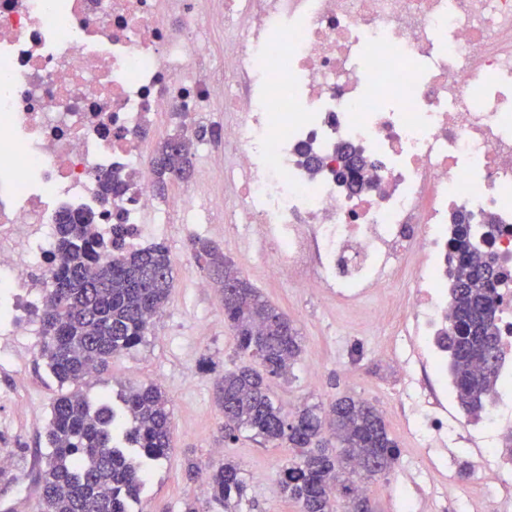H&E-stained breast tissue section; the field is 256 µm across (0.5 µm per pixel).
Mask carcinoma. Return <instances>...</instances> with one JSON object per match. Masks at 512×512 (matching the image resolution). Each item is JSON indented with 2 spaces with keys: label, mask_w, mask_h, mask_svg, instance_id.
Wrapping results in <instances>:
<instances>
[{
  "label": "carcinoma",
  "mask_w": 512,
  "mask_h": 512,
  "mask_svg": "<svg viewBox=\"0 0 512 512\" xmlns=\"http://www.w3.org/2000/svg\"><path fill=\"white\" fill-rule=\"evenodd\" d=\"M149 165L152 188L162 196L169 182L189 176L193 154L173 137L161 144ZM365 171V161L349 153L336 175L345 181L355 172L360 180ZM102 186L109 197L126 191L128 183L113 173ZM129 232L127 224L113 225L108 244L95 234L90 217L66 215L57 225L40 355L62 386L78 385L138 345L165 307L173 283L168 248L150 243L127 249L123 239ZM449 247L458 275L448 350L458 400L477 412L490 400L498 376L494 283L499 272L472 238L470 225H456ZM108 249L114 255L106 260ZM192 249L199 265L214 273L219 292L226 283L239 285L235 300L223 305L224 321L240 353L259 365L228 370L217 385L224 440L236 441L248 431L259 443L290 449L278 486L300 512H365L356 484L385 475L399 457L381 413L351 397L335 400L327 410L301 406L287 412L276 404L265 377H288L301 353V336L216 245L197 238ZM122 402L120 411L107 401L94 407L76 389L54 400L46 430L51 452L38 476L39 512H130L144 483L143 465L168 454L171 413L156 384L131 387ZM207 480L224 512H235L247 498L248 484L231 461L213 468Z\"/></svg>",
  "instance_id": "carcinoma-1"
}]
</instances>
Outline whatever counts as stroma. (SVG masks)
I'll return each mask as SVG.
<instances>
[{
    "label": "stroma",
    "mask_w": 512,
    "mask_h": 512,
    "mask_svg": "<svg viewBox=\"0 0 512 512\" xmlns=\"http://www.w3.org/2000/svg\"><path fill=\"white\" fill-rule=\"evenodd\" d=\"M140 243H163L173 264V288L162 312L154 319L142 342L111 359L107 370L79 385L91 403L110 397L120 404L132 385L161 386L172 411L171 447L165 458L146 466L145 485L136 503L137 512H182L186 501H196L201 512H224L223 506L201 493L198 481L188 480L189 464L200 470L232 459L250 481L248 498L238 512H299L284 499L277 483L278 471L289 451L240 436L230 443L219 430L222 409L216 386L225 371L245 364L224 323V312L215 288L202 291L199 281L209 274L196 263L189 240L197 236L212 241L238 267L246 279L274 306L293 320L302 338V353L288 379L272 378L268 385L274 400L283 406L307 402L329 404L343 395L364 399L382 411L400 455L385 475L369 484L376 512H403L412 502L416 512H460L452 498H432L420 483L417 471L427 463L407 430L406 411L399 401L405 374L382 357L393 344L390 324L372 322L373 298L351 306L324 289L302 291L281 278L272 261L248 248V228L194 222L169 225L153 231L142 224ZM43 338L7 336L0 332V458L9 467L0 469V512H38L37 473L49 452L46 427L53 401L62 389L39 357ZM317 385H310V378ZM264 472L265 484L252 480Z\"/></svg>",
    "instance_id": "stroma-1"
}]
</instances>
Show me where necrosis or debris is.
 <instances>
[{
    "mask_svg": "<svg viewBox=\"0 0 512 512\" xmlns=\"http://www.w3.org/2000/svg\"><path fill=\"white\" fill-rule=\"evenodd\" d=\"M206 0H0V293L38 309L63 214L112 226L175 223L184 196L156 209L144 138L150 117L183 118L194 153L224 178L227 224L277 244L273 263L299 288L354 304L390 282L411 287L396 334L410 429L474 441L495 504L512 488V0H221L223 58L205 63ZM223 100L227 117L201 123ZM398 108H391L390 100ZM368 162L336 178L338 150ZM133 172L109 200L100 180ZM500 274L496 402H458L448 375L449 242L459 219Z\"/></svg>",
    "mask_w": 512,
    "mask_h": 512,
    "instance_id": "1",
    "label": "necrosis or debris"
}]
</instances>
